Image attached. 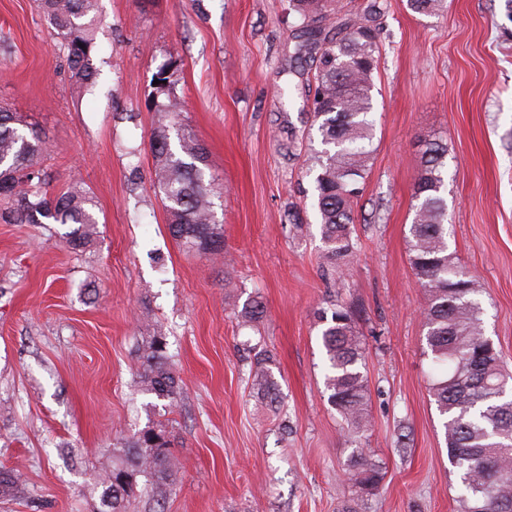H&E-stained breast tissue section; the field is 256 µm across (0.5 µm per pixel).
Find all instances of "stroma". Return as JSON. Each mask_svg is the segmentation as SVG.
Listing matches in <instances>:
<instances>
[{
  "instance_id": "35a3bbf8",
  "label": "stroma",
  "mask_w": 512,
  "mask_h": 512,
  "mask_svg": "<svg viewBox=\"0 0 512 512\" xmlns=\"http://www.w3.org/2000/svg\"><path fill=\"white\" fill-rule=\"evenodd\" d=\"M374 1L373 165L338 269L312 207L313 89L282 70L288 0H100L90 93L36 0H0V106L41 130L51 190L81 183L101 232L74 253L65 226L0 221V470L22 487L0 496V512H90L118 438L153 423L172 435L179 470L164 506L140 490L128 512H458L408 229L418 144L436 135L448 146L449 244L483 285L485 334L512 373V19L505 0H446L432 17L406 0L339 5L350 17ZM172 57L183 121L219 182L216 262L170 237L154 194L145 100ZM254 299L264 316L248 324L240 312ZM332 300L352 306L366 347L359 445L384 472L370 496L344 477L356 444L324 390L316 310ZM158 324L182 380L172 404L130 387L136 346ZM259 347L277 410L250 390Z\"/></svg>"
}]
</instances>
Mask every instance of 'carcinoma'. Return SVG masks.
Listing matches in <instances>:
<instances>
[{"label": "carcinoma", "instance_id": "carcinoma-1", "mask_svg": "<svg viewBox=\"0 0 512 512\" xmlns=\"http://www.w3.org/2000/svg\"><path fill=\"white\" fill-rule=\"evenodd\" d=\"M38 8L58 39L70 79L77 88L94 87L102 21L99 0H37ZM443 0H407V8L421 16H434ZM297 24L292 56L297 64L314 63L311 111L323 149L313 160L315 208L326 258L341 266L355 248L354 213L363 184L372 168L375 128L371 119L374 73L379 63L378 33L373 25L376 4L361 16L336 17L327 0H289ZM179 64L159 67L158 83L146 107L154 113L150 141L153 186L176 223L167 225L171 237L187 250L199 253L208 240H219L209 253L224 250V225L215 223V178L196 135L179 117L181 103L175 87ZM47 143L16 112L0 108V201L7 204L0 219L6 223L63 224L68 246L82 251L98 234L93 197L72 184L48 192V179L40 166ZM447 147L425 142L421 173L413 186L414 215L409 227L410 263L429 299L422 316L426 340L438 373L430 393L441 416L448 457L462 471L465 493L460 512H512V376L502 371L499 353L485 336L482 309L477 300L480 284L450 250L448 205L444 197ZM351 307L343 302L319 312L323 322L322 346L326 357L325 390L351 440L367 431L369 388L363 372L365 344L356 331ZM140 365L133 378L142 394L175 402L181 392L167 336L153 330L137 346ZM270 357L256 353L252 389L260 398L279 403V385L270 369ZM178 458L167 431L146 426L112 449L98 476L102 488L97 512H126L134 487L159 506L172 490ZM349 479L362 492L379 490L384 472L373 455L362 448L348 460Z\"/></svg>", "mask_w": 512, "mask_h": 512}]
</instances>
